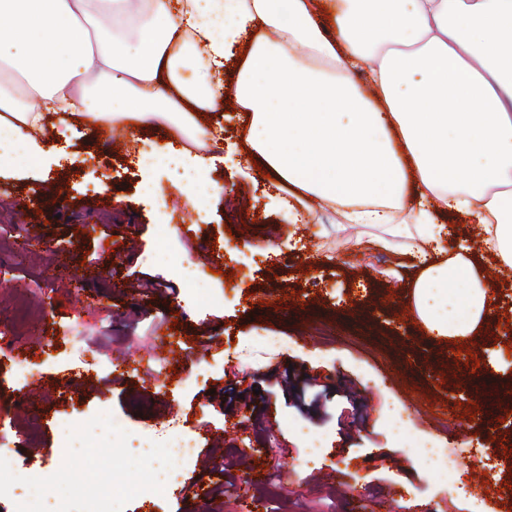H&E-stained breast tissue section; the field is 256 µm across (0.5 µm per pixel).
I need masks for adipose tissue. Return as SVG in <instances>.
Listing matches in <instances>:
<instances>
[{
	"mask_svg": "<svg viewBox=\"0 0 512 512\" xmlns=\"http://www.w3.org/2000/svg\"><path fill=\"white\" fill-rule=\"evenodd\" d=\"M228 99L289 223L332 208L379 229L419 269L409 298L429 334L484 327L480 266L512 271V0H0V173L43 159L49 120L165 121L184 143L160 158L198 206L222 191L198 115ZM458 222L477 249L449 252Z\"/></svg>",
	"mask_w": 512,
	"mask_h": 512,
	"instance_id": "ef3b65f1",
	"label": "adipose tissue"
}]
</instances>
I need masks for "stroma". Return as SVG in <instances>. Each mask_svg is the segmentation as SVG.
I'll return each instance as SVG.
<instances>
[{
  "label": "stroma",
  "mask_w": 512,
  "mask_h": 512,
  "mask_svg": "<svg viewBox=\"0 0 512 512\" xmlns=\"http://www.w3.org/2000/svg\"><path fill=\"white\" fill-rule=\"evenodd\" d=\"M199 121L224 129V158L207 173L224 191L201 211L165 168L137 164L139 148L179 142L169 126L114 141L80 119L66 136L48 131V169L0 177V362L22 350L40 372L29 385L0 374V424L38 421L16 458L45 497L68 470L56 455L65 421L105 447L104 480L156 476L133 440L108 443L105 426L119 419L140 433L171 422L195 441L193 458L167 464L161 494L117 487L120 512H512L495 493L512 485L503 452L512 442L484 413L482 382H462L477 363L493 380L512 375V341L498 326L512 320V279L498 283L486 328L457 354L411 319L415 270L378 248L373 229L329 210L292 224L268 208L270 179L246 167L245 113ZM146 178L161 196L142 194ZM173 251L205 268L203 298L187 297ZM51 322L82 325L124 371L71 383L79 356L47 348ZM172 322L181 349L171 372L137 368L133 345ZM229 386L240 395L230 409ZM308 437L320 442L316 456ZM424 445L454 451L455 477L424 463ZM257 465L261 485L249 479Z\"/></svg>",
  "instance_id": "stroma-1"
}]
</instances>
